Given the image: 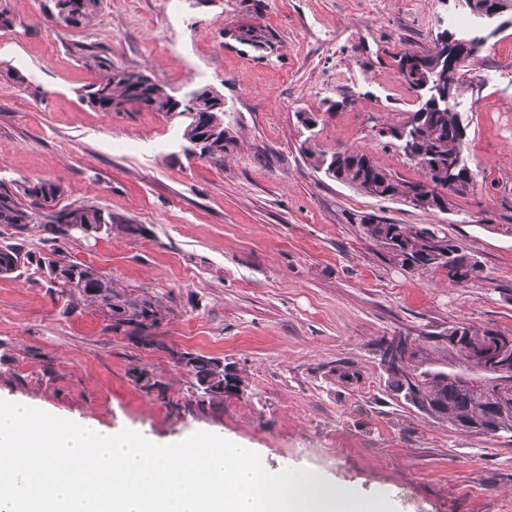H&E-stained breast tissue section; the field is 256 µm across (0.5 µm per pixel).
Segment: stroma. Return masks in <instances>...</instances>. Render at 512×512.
Segmentation results:
<instances>
[{"mask_svg": "<svg viewBox=\"0 0 512 512\" xmlns=\"http://www.w3.org/2000/svg\"><path fill=\"white\" fill-rule=\"evenodd\" d=\"M48 0H7L0 27V180L50 179L63 203L90 202L142 232L65 244L121 288L167 294V345L234 365L246 388L188 409L193 379L168 354L108 332L95 307L69 306L35 267L0 277V399L77 423L130 429L158 443L198 431L259 449L274 468H310L395 512H512V437L457 432L397 399L375 348L397 333L417 359L458 366L448 327L512 334V27L482 50L483 97L464 108L477 185L453 211L427 214L315 172L316 144L358 147L408 179L414 164L377 135L416 108L397 59L431 46L459 0H103L86 26L57 25ZM264 33L265 46L242 39ZM95 46L114 64L180 91L213 88L236 145L223 165L186 160L184 119L104 113L79 94ZM354 104L328 111L344 91ZM444 224L475 253L482 279L390 264L349 215ZM148 369L155 391L136 383Z\"/></svg>", "mask_w": 512, "mask_h": 512, "instance_id": "stroma-1", "label": "stroma"}]
</instances>
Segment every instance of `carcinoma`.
Returning <instances> with one entry per match:
<instances>
[{"mask_svg":"<svg viewBox=\"0 0 512 512\" xmlns=\"http://www.w3.org/2000/svg\"><path fill=\"white\" fill-rule=\"evenodd\" d=\"M82 3L79 25L91 22L101 9L102 0H79ZM448 52L445 41L435 40L434 45L424 49L406 50L397 60L398 69H403L406 58L423 53L438 59ZM80 59L99 78L84 89L82 99L100 112H127L146 110L168 115L174 111L187 115L181 139L182 151L188 158L205 159L215 164L224 162L227 149L234 146L235 136L230 126L224 123V108L218 106L219 94L209 88L200 89V94L182 107H177L173 87L156 79L141 81V70L112 64V59L98 51L87 49ZM471 82L466 72L455 73L456 99L441 108L425 112L418 107L409 113L401 124L390 129L407 128L414 133L415 149L403 155L416 165L421 161H454L458 165L460 182L448 187L443 184L434 190L433 205L427 213H441L455 208V198L462 197L476 188L469 182L470 144L458 140V128L463 124L458 107L460 98L470 91ZM309 131L304 143L305 154L317 172L360 190L365 183L374 185L370 197L394 202H409L414 191L421 186L419 180H408L401 175L378 166L363 149H342L328 152L314 144L316 132L305 124ZM218 133H213V130ZM63 187L51 180H26L20 184H6L0 180V235L11 230L15 233L30 228L38 229L60 243L71 240L67 226L89 224L101 227L105 232L116 228L127 235L139 232L137 224H117L112 213L89 203H70L55 214L42 212L40 201L49 197L60 199ZM370 217L362 215L354 222L359 224L362 236L390 263L409 271H442L448 279L458 285L482 278L481 262L472 260L448 234L441 224H396L383 218L374 224ZM30 260V254L16 244L0 245V277L15 273ZM40 268L46 270L52 288L68 303L83 302L96 307L108 330L126 337L138 336L145 347H165L160 340V330L171 313V308L158 296L146 289L118 288L112 278L95 266L73 261L63 252L55 250L39 260ZM400 340L401 372L386 378V386L394 391L404 390L405 404L419 413L445 423L457 430L495 438L502 433H512V405L500 401V392L512 388V371L492 375L471 360L467 349L456 348L457 356L468 368L476 372L473 381L481 384L477 391L460 385L464 376L445 370L424 368L414 364L415 352L409 349L408 338L391 337L382 340L379 348L390 341ZM190 365L187 373L195 384H207V391L192 394L199 408L214 406L224 400L226 366L220 358L182 352L180 359Z\"/></svg>","mask_w":512,"mask_h":512,"instance_id":"obj_1","label":"carcinoma"}]
</instances>
